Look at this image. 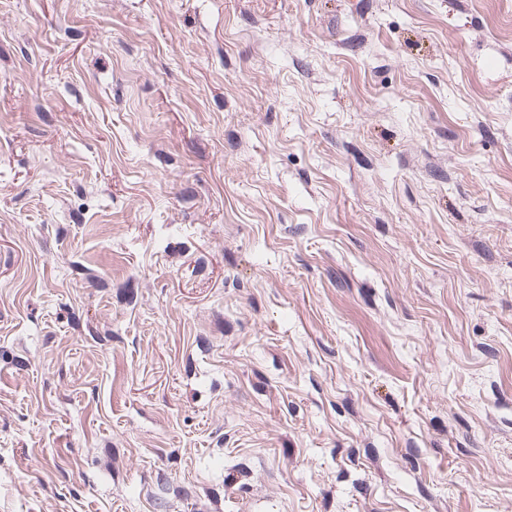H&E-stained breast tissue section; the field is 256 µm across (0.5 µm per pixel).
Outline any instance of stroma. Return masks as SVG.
<instances>
[{"mask_svg": "<svg viewBox=\"0 0 512 512\" xmlns=\"http://www.w3.org/2000/svg\"><path fill=\"white\" fill-rule=\"evenodd\" d=\"M0 512H512V0H0Z\"/></svg>", "mask_w": 512, "mask_h": 512, "instance_id": "stroma-1", "label": "stroma"}]
</instances>
